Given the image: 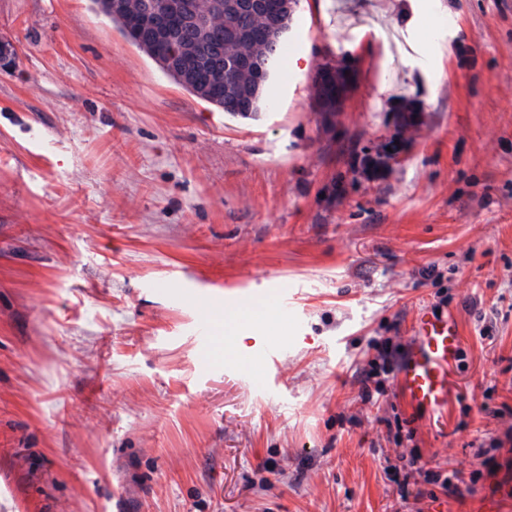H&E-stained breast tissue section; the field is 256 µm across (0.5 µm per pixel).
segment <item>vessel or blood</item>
Listing matches in <instances>:
<instances>
[{
    "label": "vessel or blood",
    "mask_w": 512,
    "mask_h": 512,
    "mask_svg": "<svg viewBox=\"0 0 512 512\" xmlns=\"http://www.w3.org/2000/svg\"><path fill=\"white\" fill-rule=\"evenodd\" d=\"M461 352L456 321L426 307L418 309L411 343L396 370L398 386L415 410L433 416L445 413L453 390L452 369Z\"/></svg>",
    "instance_id": "vessel-or-blood-1"
}]
</instances>
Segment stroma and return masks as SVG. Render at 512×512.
Here are the masks:
<instances>
[{
  "instance_id": "1",
  "label": "stroma",
  "mask_w": 512,
  "mask_h": 512,
  "mask_svg": "<svg viewBox=\"0 0 512 512\" xmlns=\"http://www.w3.org/2000/svg\"><path fill=\"white\" fill-rule=\"evenodd\" d=\"M0 42V512H481L512 487L511 444L470 446L512 429V0H299L255 120L91 0H0ZM442 292L444 425L392 381L362 402L370 340L409 343ZM267 302L225 356L226 311ZM336 64L328 62L318 66L313 77L314 99L320 112H332L335 108L336 93L348 91L349 78L344 71V64L348 63L342 61L336 62ZM322 71L325 74L322 76V82L319 83L318 76Z\"/></svg>"
}]
</instances>
